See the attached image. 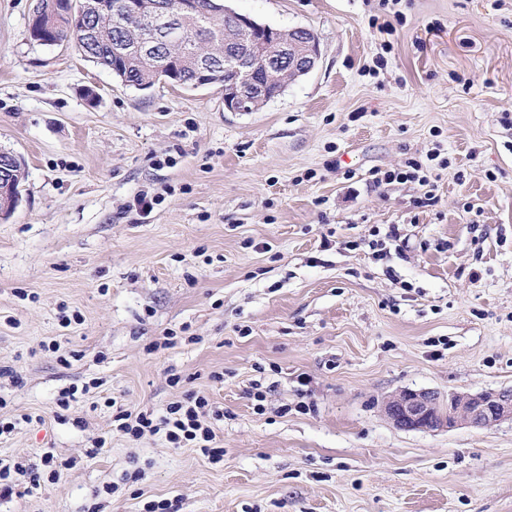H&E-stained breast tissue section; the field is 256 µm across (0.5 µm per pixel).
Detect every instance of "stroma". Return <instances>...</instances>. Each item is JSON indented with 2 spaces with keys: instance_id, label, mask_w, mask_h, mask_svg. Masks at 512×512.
Instances as JSON below:
<instances>
[{
  "instance_id": "35a3bbf8",
  "label": "stroma",
  "mask_w": 512,
  "mask_h": 512,
  "mask_svg": "<svg viewBox=\"0 0 512 512\" xmlns=\"http://www.w3.org/2000/svg\"><path fill=\"white\" fill-rule=\"evenodd\" d=\"M32 3L0 0V147L26 168L0 218V459L74 465L0 512H512V421L412 431L381 409L512 388V0H401L398 23L380 0H226L320 44L257 112L127 87L32 40ZM435 146V205L370 185ZM389 224L408 243L380 259L364 241ZM190 391L223 414L222 461L117 430V408Z\"/></svg>"
}]
</instances>
